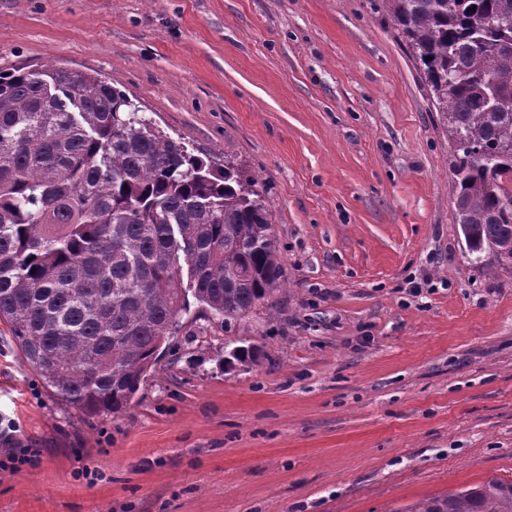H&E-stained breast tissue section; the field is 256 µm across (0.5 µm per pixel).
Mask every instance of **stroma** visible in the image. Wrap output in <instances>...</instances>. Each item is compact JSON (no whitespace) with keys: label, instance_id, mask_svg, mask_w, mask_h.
I'll return each mask as SVG.
<instances>
[{"label":"stroma","instance_id":"stroma-1","mask_svg":"<svg viewBox=\"0 0 512 512\" xmlns=\"http://www.w3.org/2000/svg\"><path fill=\"white\" fill-rule=\"evenodd\" d=\"M13 66L101 75L256 176L285 281L229 328L192 308L119 414L52 397L0 323V512H407L512 480V271L471 260L371 0H0Z\"/></svg>","mask_w":512,"mask_h":512}]
</instances>
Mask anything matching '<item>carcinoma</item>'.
Instances as JSON below:
<instances>
[{"label": "carcinoma", "instance_id": "cac0c4a2", "mask_svg": "<svg viewBox=\"0 0 512 512\" xmlns=\"http://www.w3.org/2000/svg\"><path fill=\"white\" fill-rule=\"evenodd\" d=\"M456 150L469 254L512 267V0H375ZM454 76L448 85V75ZM264 188L216 170L101 77L0 70V322L53 396L125 410L195 301L229 328L284 282ZM409 512H512L490 478Z\"/></svg>", "mask_w": 512, "mask_h": 512}]
</instances>
